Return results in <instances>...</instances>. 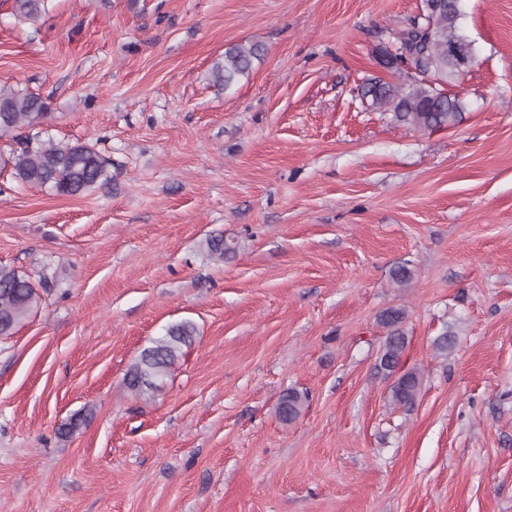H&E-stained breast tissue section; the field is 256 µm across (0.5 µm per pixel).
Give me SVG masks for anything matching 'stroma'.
<instances>
[{"mask_svg": "<svg viewBox=\"0 0 512 512\" xmlns=\"http://www.w3.org/2000/svg\"><path fill=\"white\" fill-rule=\"evenodd\" d=\"M11 4L0 84L112 180L71 197L0 168V265L51 283L0 338V512H512V0H460L475 61L435 131L360 96L400 83L380 53L420 0ZM245 41L263 59L214 86ZM390 307L424 375L409 413L380 366ZM182 320L164 390L133 395L127 367ZM264 56V47L259 43L239 44L224 53V61L214 64L211 77L215 83L227 89L240 77L248 75L255 61ZM304 396L299 392L291 390L285 393L279 400L277 413L284 422L294 421L301 414Z\"/></svg>", "mask_w": 512, "mask_h": 512, "instance_id": "35a3bbf8", "label": "stroma"}]
</instances>
